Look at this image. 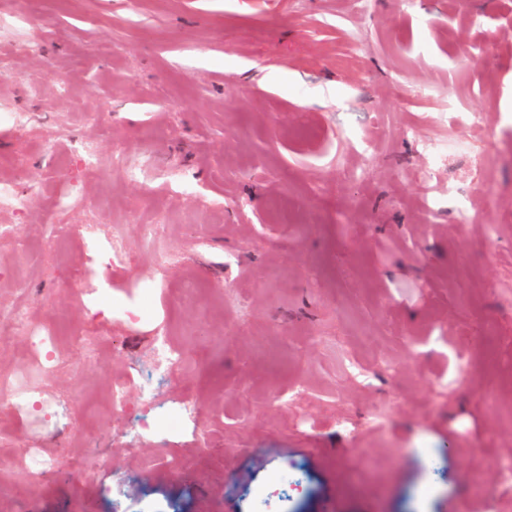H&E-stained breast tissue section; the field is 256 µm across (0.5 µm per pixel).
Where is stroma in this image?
<instances>
[{"label": "stroma", "mask_w": 512, "mask_h": 512, "mask_svg": "<svg viewBox=\"0 0 512 512\" xmlns=\"http://www.w3.org/2000/svg\"><path fill=\"white\" fill-rule=\"evenodd\" d=\"M2 110L0 512H512V0H0ZM101 225L86 224L81 235L88 245L91 269L72 282V292L79 299L88 298L95 305L99 296V281L92 274V269L107 268L113 264L126 263L128 255L118 244L102 237ZM0 335L25 336L34 344L33 352L36 362L43 367H50V361L46 360L42 354V347H44L48 341L44 336H40L34 331L23 309L15 310L7 320L0 321ZM157 362L164 373L176 374L183 367L182 354L174 350L164 339H157ZM28 465L32 477L40 479L56 469L58 457L54 454L34 452L29 457Z\"/></svg>", "instance_id": "stroma-1"}]
</instances>
